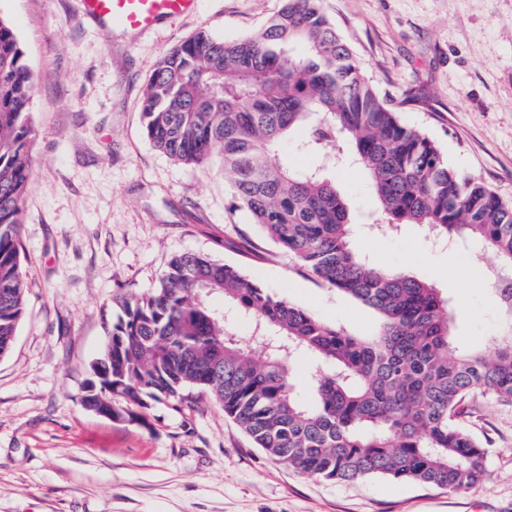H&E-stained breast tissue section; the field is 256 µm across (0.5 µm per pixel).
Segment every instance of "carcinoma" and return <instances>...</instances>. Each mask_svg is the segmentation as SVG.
<instances>
[{
    "label": "carcinoma",
    "mask_w": 512,
    "mask_h": 512,
    "mask_svg": "<svg viewBox=\"0 0 512 512\" xmlns=\"http://www.w3.org/2000/svg\"><path fill=\"white\" fill-rule=\"evenodd\" d=\"M298 44L306 50L295 52ZM32 95L21 42L0 17V357L25 310L20 212L33 172ZM141 111L159 152L198 167L219 161L253 223L378 323L369 335L351 334L235 266L181 253L158 287L120 298L124 318L92 366L84 408L145 425L154 403L184 404L195 388L302 474L450 492L480 482L488 451L462 420L477 394L512 403V300L498 297L505 335L481 349L461 342L435 285L355 250L336 169L358 166L368 177L377 199L369 232L416 225L490 251L511 272L512 206L452 168L379 97L322 0H286L262 31L233 43L199 31L158 63ZM299 131L311 163L292 168L280 146ZM211 292L251 318L248 347L207 306ZM303 354L318 365L305 400L291 376Z\"/></svg>",
    "instance_id": "1"
}]
</instances>
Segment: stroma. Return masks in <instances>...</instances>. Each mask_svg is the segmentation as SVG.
Segmentation results:
<instances>
[{"label": "stroma", "instance_id": "stroma-1", "mask_svg": "<svg viewBox=\"0 0 512 512\" xmlns=\"http://www.w3.org/2000/svg\"><path fill=\"white\" fill-rule=\"evenodd\" d=\"M284 5L199 0L194 14L132 33L84 18L79 0H0L33 74L35 128L21 213L26 312L0 357V512H512V404L479 395L467 425L488 450V474L457 493L300 474L207 397L155 404L145 426L82 406L121 315L116 296L157 287L177 253L236 266L351 333L375 329L370 309L321 283L253 224L217 167L175 164L144 132V89L176 45L201 29L227 42L255 35ZM323 6L402 120L512 205V0ZM336 182L358 220L375 211L361 169H338ZM354 246L440 288L462 341L481 346L502 334L494 254L475 259L414 226L360 229Z\"/></svg>", "mask_w": 512, "mask_h": 512}]
</instances>
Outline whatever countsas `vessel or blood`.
<instances>
[{"label": "vessel or blood", "instance_id": "1", "mask_svg": "<svg viewBox=\"0 0 512 512\" xmlns=\"http://www.w3.org/2000/svg\"><path fill=\"white\" fill-rule=\"evenodd\" d=\"M198 0H80L86 17L101 25L143 31L167 19L193 13Z\"/></svg>", "mask_w": 512, "mask_h": 512}]
</instances>
